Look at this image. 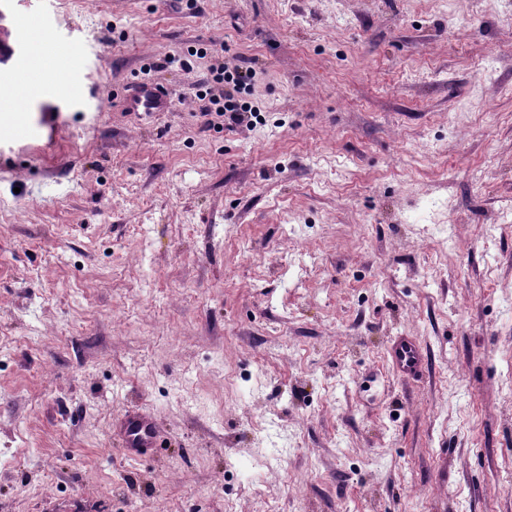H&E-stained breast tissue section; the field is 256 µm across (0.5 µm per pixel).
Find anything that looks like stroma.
<instances>
[{"instance_id": "obj_1", "label": "stroma", "mask_w": 512, "mask_h": 512, "mask_svg": "<svg viewBox=\"0 0 512 512\" xmlns=\"http://www.w3.org/2000/svg\"><path fill=\"white\" fill-rule=\"evenodd\" d=\"M29 13L88 64L0 116V512H512V0ZM242 59L262 123L204 127ZM128 109L143 112H163L170 105L171 100L168 93L157 85H140L136 95L124 100ZM388 357L399 374L407 379L422 374L424 355L421 347L409 336H396L388 349ZM121 447L130 457L141 458L157 448L158 429L154 420L139 411L129 412L121 420L118 430Z\"/></svg>"}]
</instances>
